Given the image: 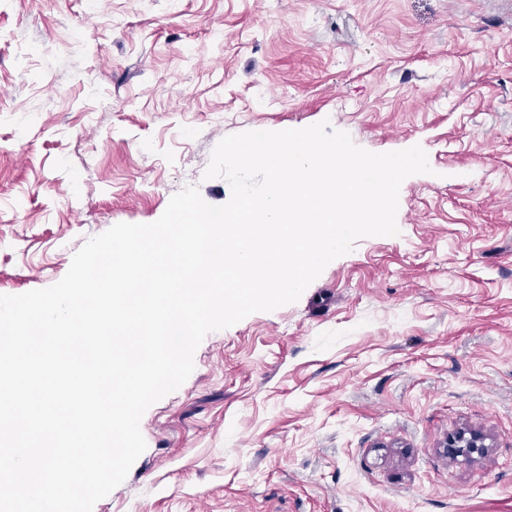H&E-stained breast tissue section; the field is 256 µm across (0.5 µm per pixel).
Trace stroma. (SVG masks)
<instances>
[{"instance_id":"1","label":"stroma","mask_w":512,"mask_h":512,"mask_svg":"<svg viewBox=\"0 0 512 512\" xmlns=\"http://www.w3.org/2000/svg\"><path fill=\"white\" fill-rule=\"evenodd\" d=\"M325 119L426 152L399 235L209 333L93 512H512V0H0V294Z\"/></svg>"}]
</instances>
